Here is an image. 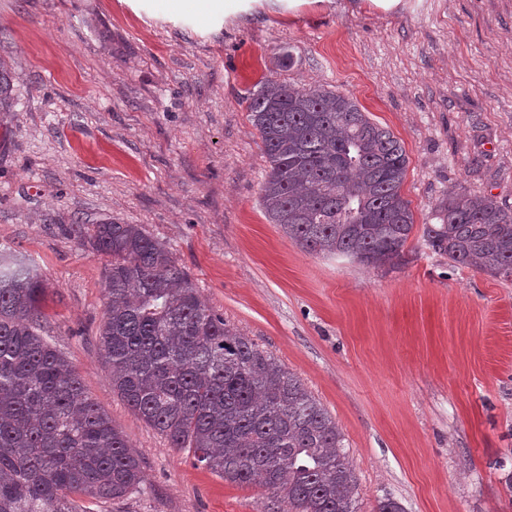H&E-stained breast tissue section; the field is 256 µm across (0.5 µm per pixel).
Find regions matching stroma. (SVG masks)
I'll return each instance as SVG.
<instances>
[{
  "label": "stroma",
  "instance_id": "1",
  "mask_svg": "<svg viewBox=\"0 0 512 512\" xmlns=\"http://www.w3.org/2000/svg\"><path fill=\"white\" fill-rule=\"evenodd\" d=\"M0 0V247L46 286L44 337L143 463L100 512H288L224 481L128 408L100 356L106 259L74 220L138 224L202 299L277 358L344 435L357 512H512V278L423 236L448 190L512 209V0ZM289 49L294 63L279 67ZM271 80L353 97L408 157L414 229L366 267L311 255L269 223L247 112Z\"/></svg>",
  "mask_w": 512,
  "mask_h": 512
}]
</instances>
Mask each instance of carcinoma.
Instances as JSON below:
<instances>
[{
	"label": "carcinoma",
	"instance_id": "1",
	"mask_svg": "<svg viewBox=\"0 0 512 512\" xmlns=\"http://www.w3.org/2000/svg\"><path fill=\"white\" fill-rule=\"evenodd\" d=\"M11 76L0 62V112ZM247 110L268 162L269 221L309 254L369 266L399 258L414 226L401 194L408 158L354 99L269 82ZM425 241L453 264L512 277V210L448 191ZM112 257L99 336L128 407L225 481L259 483L290 512H357L344 436L301 381L200 298L168 248L139 224L76 222ZM46 287L28 256L0 248V512H92L144 480L140 458L42 336Z\"/></svg>",
	"mask_w": 512,
	"mask_h": 512
}]
</instances>
